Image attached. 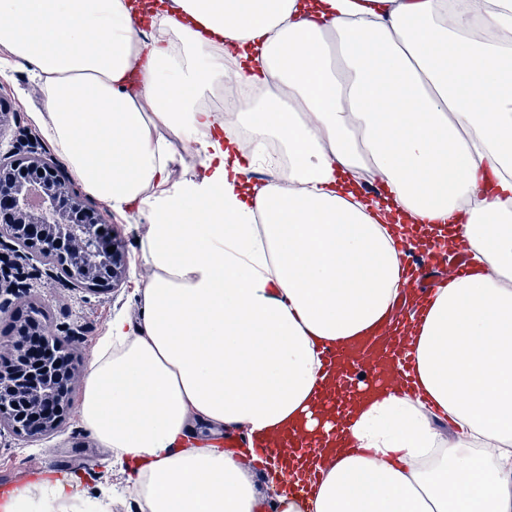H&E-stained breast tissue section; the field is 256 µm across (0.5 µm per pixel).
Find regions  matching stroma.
Wrapping results in <instances>:
<instances>
[{
    "mask_svg": "<svg viewBox=\"0 0 512 512\" xmlns=\"http://www.w3.org/2000/svg\"><path fill=\"white\" fill-rule=\"evenodd\" d=\"M0 101L8 113V139L17 153L26 155L33 151L43 158L58 160L56 147L42 135L38 125L46 104L27 65L12 63L0 68ZM68 185L87 206L98 208L104 224L120 239L129 278L121 288L92 294L69 287L48 263L28 257L19 259L17 287L0 295L8 302L0 310V342L8 340L9 328L16 318L26 315L30 306H41L52 328L68 339L76 354L74 365L82 373L113 320L121 318L133 326L139 322L136 290L147 276L139 240L147 221L134 211L122 217L116 215L101 206L76 180H69ZM47 462L55 465L57 478L77 479L85 495L113 492L120 500L114 512H139L135 500L125 491L119 465L109 449L100 447L86 431L77 410H70L56 431L38 440L6 429L0 431V483L23 489L29 484L27 470Z\"/></svg>",
    "mask_w": 512,
    "mask_h": 512,
    "instance_id": "obj_1",
    "label": "stroma"
}]
</instances>
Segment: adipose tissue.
<instances>
[{
	"mask_svg": "<svg viewBox=\"0 0 512 512\" xmlns=\"http://www.w3.org/2000/svg\"><path fill=\"white\" fill-rule=\"evenodd\" d=\"M0 48L41 82L72 174L148 221L140 321L111 323L78 402L140 512H512V47L448 0H0ZM228 56L267 93L225 115L199 101ZM228 117L248 157L225 148ZM176 138L192 176L174 175ZM272 140L288 174L252 189ZM363 168L383 210L340 182ZM390 220L471 253L399 323ZM384 324L416 397L353 399L320 428L319 348ZM197 421L294 448L257 480ZM311 470L304 496L282 492ZM67 487L37 481L8 512H112Z\"/></svg>",
	"mask_w": 512,
	"mask_h": 512,
	"instance_id": "obj_1",
	"label": "adipose tissue"
}]
</instances>
